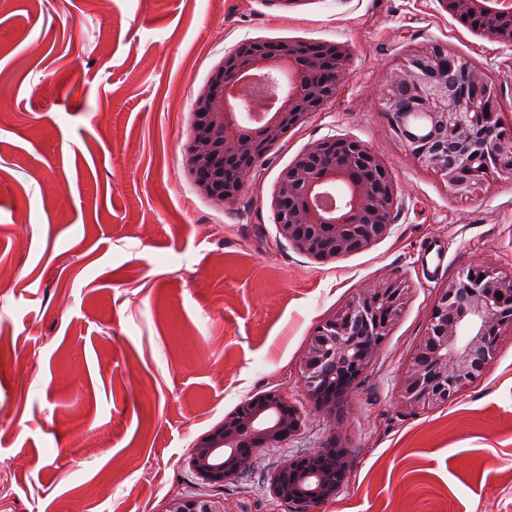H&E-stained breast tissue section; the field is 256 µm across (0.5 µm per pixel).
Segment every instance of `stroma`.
<instances>
[{"label": "stroma", "instance_id": "stroma-1", "mask_svg": "<svg viewBox=\"0 0 512 512\" xmlns=\"http://www.w3.org/2000/svg\"><path fill=\"white\" fill-rule=\"evenodd\" d=\"M282 39L344 47L343 76L216 205L186 166L194 100L239 45ZM430 43L483 67L512 119V47L441 0H0V512H166L209 494L190 448L270 389L305 426L213 491L225 512H294L266 473L334 434L350 477L309 512H512V335L447 404L398 395L438 287L512 273V175L458 195L390 127L386 86ZM333 135L382 160L397 205L370 248L318 261L280 238L272 196ZM429 242L447 251L433 274ZM390 279L407 301L324 418L303 391L308 338Z\"/></svg>", "mask_w": 512, "mask_h": 512}]
</instances>
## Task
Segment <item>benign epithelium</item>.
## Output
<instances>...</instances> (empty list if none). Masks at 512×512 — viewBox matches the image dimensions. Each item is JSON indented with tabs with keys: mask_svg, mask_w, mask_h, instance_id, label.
I'll return each mask as SVG.
<instances>
[{
	"mask_svg": "<svg viewBox=\"0 0 512 512\" xmlns=\"http://www.w3.org/2000/svg\"><path fill=\"white\" fill-rule=\"evenodd\" d=\"M460 19L481 14L490 22L482 36L512 46V0H442ZM455 54L439 45L416 49L395 73L385 93L388 111L397 113L393 129L410 153L454 192L464 195L496 173L512 175V123L498 116L488 122L485 107L500 104L485 70L461 60L462 92H448L444 66ZM235 66L222 68L198 93L193 105L187 164L196 188L219 205L241 192L251 173L272 148L307 117L325 107L347 58L340 46L325 43L302 57L301 45L280 40L266 49L240 46ZM288 72L291 87L256 127L240 123L226 89L243 72L269 76ZM413 97L427 128L440 132L452 148L423 146L400 112L399 91ZM246 160L234 183L224 185V161ZM340 185L343 201L334 209L319 204L322 189ZM397 190L380 158L347 138L312 144L281 174L273 195L279 235L317 260H332L369 248L392 226ZM405 291L387 280L338 307L310 337L301 358L306 395L326 418L336 417L343 400L370 367L380 342L401 310ZM512 335V276L489 266L472 267L444 284L437 294L427 331L399 380L401 402L424 410L448 402L483 372L498 340ZM302 411L279 390L256 395L224 416V421L194 444L189 466L204 485L222 487L253 465L265 448H280L304 427ZM350 475L348 439L330 436L321 448L286 458L268 479L279 502L311 507L336 496ZM167 512H224V500L178 497Z\"/></svg>",
	"mask_w": 512,
	"mask_h": 512,
	"instance_id": "obj_1",
	"label": "benign epithelium"
}]
</instances>
